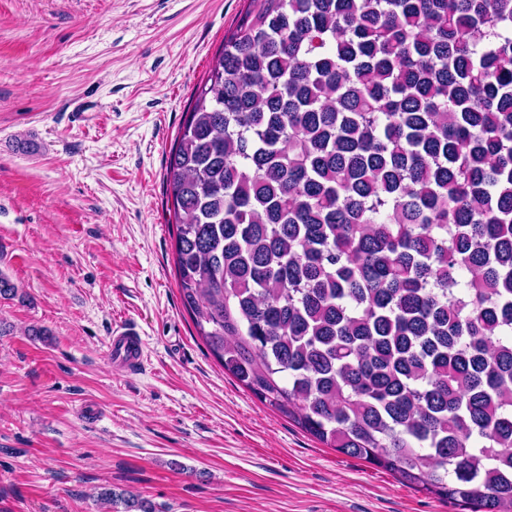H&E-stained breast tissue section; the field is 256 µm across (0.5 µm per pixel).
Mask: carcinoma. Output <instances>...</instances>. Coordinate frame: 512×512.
<instances>
[{
	"mask_svg": "<svg viewBox=\"0 0 512 512\" xmlns=\"http://www.w3.org/2000/svg\"><path fill=\"white\" fill-rule=\"evenodd\" d=\"M166 185L224 372L328 448L512 512V0H247Z\"/></svg>",
	"mask_w": 512,
	"mask_h": 512,
	"instance_id": "1",
	"label": "carcinoma"
}]
</instances>
